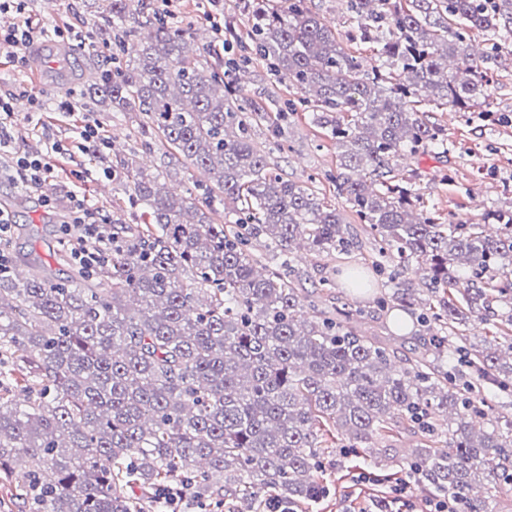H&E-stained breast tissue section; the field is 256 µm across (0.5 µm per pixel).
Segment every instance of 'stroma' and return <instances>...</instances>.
<instances>
[{"label":"stroma","mask_w":512,"mask_h":512,"mask_svg":"<svg viewBox=\"0 0 512 512\" xmlns=\"http://www.w3.org/2000/svg\"><path fill=\"white\" fill-rule=\"evenodd\" d=\"M46 0H26L25 11L0 16V25H20L31 21L40 27L65 31L70 47L69 77L56 80L53 63L30 58L15 65L0 57V98L26 100L39 95L41 112L14 113L11 124L15 136L14 148L23 153H40L48 139L67 145L65 154L58 156L54 174L41 190L24 189L14 184L0 185V204L11 211L15 224L26 227V235L13 244L15 251H36L46 257L53 272L66 276L70 269L65 245L59 238H46L48 225L59 222L56 214L47 213L44 197L59 201L71 188H78L102 211L115 220L140 224L146 218L145 206H131L129 193L118 182L110 183L109 192H99L105 180L104 171L110 166L105 157H95L78 144V130L87 122L97 124L106 138L115 139L120 152L135 153L139 164L149 170L168 168L169 189L193 187L198 172L187 162L171 159L165 148L155 146L150 154L138 152L139 139L130 124L112 111L110 101L94 108H78L83 90L78 73L112 66L115 45L98 41L96 34L102 23L101 0H56L54 9H47ZM313 9L336 31L343 48L365 64L376 63L372 44L350 39L354 27L346 9V0H311ZM493 81L489 109L485 112H457L439 108L431 112L430 120L448 136V151L417 152L406 168L416 178V189L425 207L435 209L439 216L472 224L482 223L492 208L512 202V63L499 62L492 67ZM257 141L268 150L271 168L295 182L314 180L316 187L331 199L354 237L355 245L346 253L306 251L293 257L292 267L298 294L304 304L351 318L357 334L374 337L398 354H405L417 340L418 329L395 331L390 311L380 308L378 298L389 296V277L377 274L374 265L377 251L373 237L364 229L350 210L344 197L335 195L329 175L337 170L336 147L324 129L315 125L309 112H294L288 121L284 139H274L266 126L254 130ZM365 271L373 282L372 289L355 292L347 287L345 270ZM370 461L337 449L325 459L323 479L331 492L318 503L303 505L298 512H362L371 498L388 494L387 481L359 483L353 478L359 469H370Z\"/></svg>","instance_id":"obj_1"}]
</instances>
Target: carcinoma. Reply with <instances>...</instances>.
<instances>
[{
	"instance_id": "1",
	"label": "carcinoma",
	"mask_w": 512,
	"mask_h": 512,
	"mask_svg": "<svg viewBox=\"0 0 512 512\" xmlns=\"http://www.w3.org/2000/svg\"><path fill=\"white\" fill-rule=\"evenodd\" d=\"M246 35L224 22V53L190 48L194 28L135 0H107L105 34L139 40L134 64L93 73L83 105L112 111L209 175L203 197L179 196L161 169L112 150V176L146 203L145 226L112 222V262L92 275H0V481L28 512H165L166 490L200 505L223 491L253 512L266 494L293 506L324 487L333 443L400 479L448 493L468 512H495L512 486V419L477 432L506 394L512 362L470 341L485 312L512 359V206L482 225L445 222L420 206L398 162L424 147L448 152L426 107L469 110L490 97L486 64L512 57V0H348L360 39L379 47L366 66L347 53L307 0H246ZM486 36L477 56L467 31ZM301 94L298 103L337 150L332 177L392 264L390 301L417 316L427 341L395 354L339 319H302L294 280L256 270L252 242L283 256L302 246L347 251L353 238L313 188L272 171L254 139L263 123L285 136L277 111L239 79L255 63ZM477 381L435 366L444 354ZM418 445L402 454L395 437ZM138 487L140 495L126 488Z\"/></svg>"
}]
</instances>
